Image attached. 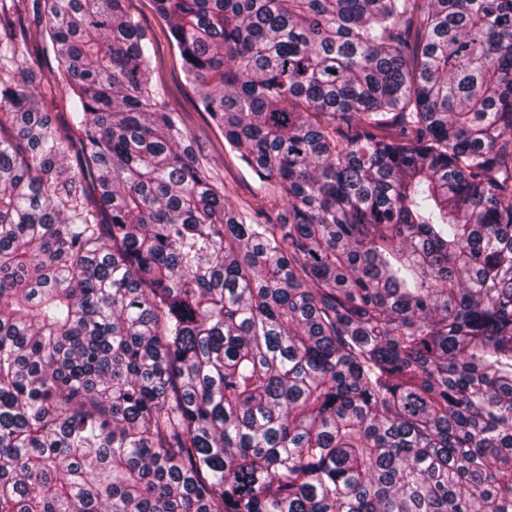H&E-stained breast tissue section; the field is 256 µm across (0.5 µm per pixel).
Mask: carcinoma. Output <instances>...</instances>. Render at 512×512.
I'll return each mask as SVG.
<instances>
[{"label": "carcinoma", "mask_w": 512, "mask_h": 512, "mask_svg": "<svg viewBox=\"0 0 512 512\" xmlns=\"http://www.w3.org/2000/svg\"><path fill=\"white\" fill-rule=\"evenodd\" d=\"M154 2L258 186L124 0L0 36V512H512V0ZM125 1L127 9L139 17L142 26L155 35L154 79L169 90V105L181 112L189 137L203 156L213 179L219 185L224 184L229 202L234 205L251 202L254 177L227 153L224 136L208 116L194 108V94L184 83L179 54L163 31V22L151 0ZM31 59L33 67L39 72L43 81L53 80L57 74L58 62L52 53H46L41 46L31 48ZM46 107L59 127H65L69 124L71 101L64 92L56 94L52 99L48 98Z\"/></svg>", "instance_id": "obj_1"}]
</instances>
